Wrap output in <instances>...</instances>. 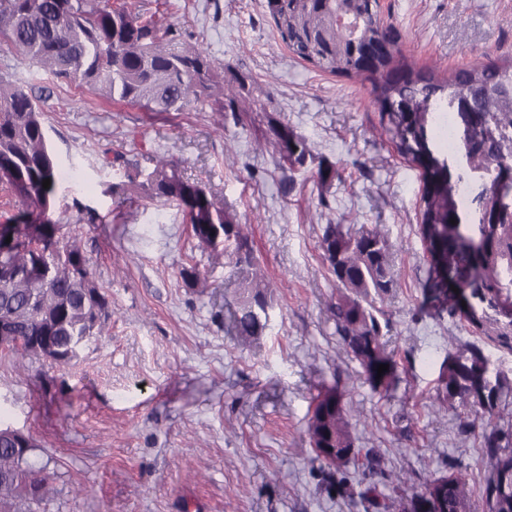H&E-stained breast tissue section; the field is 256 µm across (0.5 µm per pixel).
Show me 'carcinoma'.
Masks as SVG:
<instances>
[{
  "label": "carcinoma",
  "mask_w": 512,
  "mask_h": 512,
  "mask_svg": "<svg viewBox=\"0 0 512 512\" xmlns=\"http://www.w3.org/2000/svg\"><path fill=\"white\" fill-rule=\"evenodd\" d=\"M265 8L298 59L321 73L370 82L380 128L420 173L418 232L435 279L430 303L438 316L457 319L484 343L512 352V320L499 312L512 300V60L478 62L443 76L419 67L406 55L402 33L382 19L379 0H265ZM0 37L44 72L114 104L181 112L193 97L232 118L273 111L271 94L263 103L255 100L250 73L226 77L197 46L164 47L163 41L175 40L172 26L141 17L125 0L112 7L100 0H0ZM440 110L453 118L450 153L436 136ZM269 130L288 170L314 161L306 138L287 122L272 118ZM56 169L37 103L22 87L0 78V183L17 208L13 223L0 231V324L18 339L7 352L21 368L39 357L30 350L33 339L54 349V363L67 365L91 338L106 334L112 319V304L78 241L59 236V225L43 219L55 206ZM489 172L496 180L461 207L459 186ZM336 175L335 162H318L320 185L331 184ZM148 182L153 197L183 208L199 243L237 266H255L248 226L224 210L209 188L180 176L166 156L156 159ZM319 248L336 287L330 309L340 351L360 364L376 394L388 395L400 376L396 353L383 341L379 304L400 280L387 236L376 225L353 233L343 224H328ZM460 267L472 270L476 279L466 307L457 299L464 289L455 293L442 287L447 273ZM273 288L257 270L242 283L236 316L241 345L265 332ZM487 363L489 356L476 343L449 351L431 404L462 407L484 423L487 512H512V442L494 429L512 386L501 378L479 379L475 370ZM381 364L388 370L379 376ZM359 414L336 385L316 398L306 433L328 486L351 500L368 501L376 512H409L402 473L380 472L385 493L374 484L357 490L348 483L346 467L359 462L352 431ZM34 448L30 435L0 427V512H40L51 494L47 465L31 461ZM441 485L446 495L439 512H470L469 483L453 470L426 478L414 499Z\"/></svg>",
  "instance_id": "cac0c4a2"
}]
</instances>
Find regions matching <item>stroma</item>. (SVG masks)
Masks as SVG:
<instances>
[{"instance_id": "obj_1", "label": "stroma", "mask_w": 512, "mask_h": 512, "mask_svg": "<svg viewBox=\"0 0 512 512\" xmlns=\"http://www.w3.org/2000/svg\"><path fill=\"white\" fill-rule=\"evenodd\" d=\"M176 38L203 49L218 72L251 73L315 157L337 165L278 166L268 119L241 123L203 103L182 112L116 106L38 70L0 40V78L21 84L43 114L57 161L51 218L77 239L112 302L108 334L77 360L34 359L18 371L0 353V424L30 434L55 489L45 512H367L328 491L305 433L321 386L339 384L362 420L355 446L416 480L461 472L484 512L480 429L464 410L435 411L449 349L469 342L457 321L418 313L428 286L418 235L419 172L378 124L369 83L318 72L293 56L263 0H134ZM417 65L440 72L512 57V0H381ZM204 182L248 225L255 261L278 287L269 323L250 346L234 316L247 270L200 246L172 201L153 198L159 156ZM122 193H113V186ZM329 224L384 229L402 286L383 303L384 339L399 362L390 396L374 393L340 355L329 310L335 286L319 241ZM193 266L205 288L185 282Z\"/></svg>"}]
</instances>
